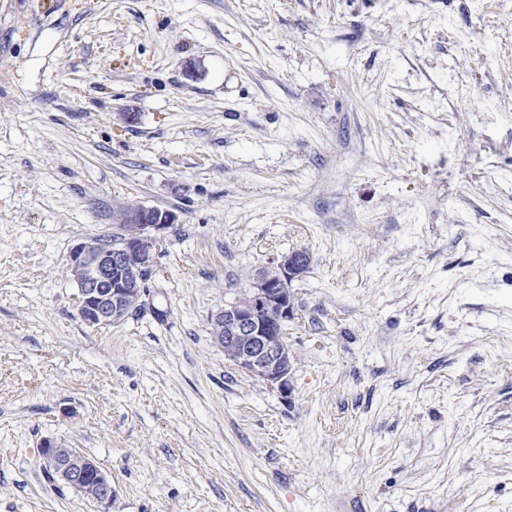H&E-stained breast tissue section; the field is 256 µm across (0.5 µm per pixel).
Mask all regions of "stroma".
I'll use <instances>...</instances> for the list:
<instances>
[{"instance_id":"35a3bbf8","label":"stroma","mask_w":512,"mask_h":512,"mask_svg":"<svg viewBox=\"0 0 512 512\" xmlns=\"http://www.w3.org/2000/svg\"><path fill=\"white\" fill-rule=\"evenodd\" d=\"M131 201L178 221L93 327ZM300 248L286 401L208 321ZM47 438L111 512H512V0H0V512H101ZM112 237H90L70 254V273L79 292V314L90 326L120 322L142 303V283L155 260V247L177 216L168 210L127 202L113 214ZM124 226V233L122 229ZM146 274V275H145ZM42 448V469L65 484L84 489L86 486L94 492L89 495L103 509L112 508V479L104 473L96 461L79 448H65L54 440L45 439Z\"/></svg>"}]
</instances>
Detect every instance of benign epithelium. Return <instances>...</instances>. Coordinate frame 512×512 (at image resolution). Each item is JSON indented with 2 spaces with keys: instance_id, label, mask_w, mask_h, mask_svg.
Instances as JSON below:
<instances>
[{
  "instance_id": "7a95c632",
  "label": "benign epithelium",
  "mask_w": 512,
  "mask_h": 512,
  "mask_svg": "<svg viewBox=\"0 0 512 512\" xmlns=\"http://www.w3.org/2000/svg\"><path fill=\"white\" fill-rule=\"evenodd\" d=\"M114 223L124 226V238L113 248L96 237L78 244L70 254V273L79 292V314L90 326L120 322L142 303V283L154 265L155 247L177 216L168 210L127 202L117 207ZM311 263L309 253L295 250L273 267L255 270L245 293L224 304L210 318L212 341L224 357L244 372L262 379L281 397H291L293 355L284 326L293 316L291 282ZM42 469L56 481L92 488L90 498L112 508V479L78 448L43 441Z\"/></svg>"
}]
</instances>
